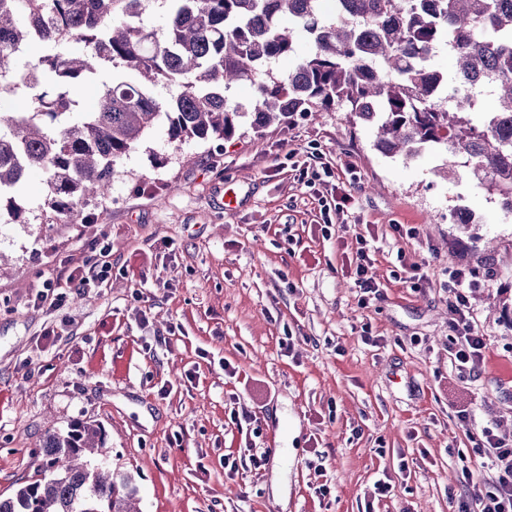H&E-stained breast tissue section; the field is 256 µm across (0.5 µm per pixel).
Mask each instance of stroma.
I'll use <instances>...</instances> for the list:
<instances>
[{
	"mask_svg": "<svg viewBox=\"0 0 512 512\" xmlns=\"http://www.w3.org/2000/svg\"><path fill=\"white\" fill-rule=\"evenodd\" d=\"M441 164L384 156L341 106L228 141L177 145L158 123L91 207L111 277L54 313L29 300L49 261L81 251L83 225L1 214L0 495L33 475L48 426L83 419L105 428L142 512H457L495 475L474 436L512 439V218L466 168L446 179ZM228 188L237 210L221 204ZM345 192L342 223L324 224ZM458 207L471 223H450ZM366 232L380 295L364 306L350 259ZM461 266L487 342L464 373L448 317ZM50 326L63 338L46 345ZM240 406L251 423L234 420ZM251 426L257 450L286 459L287 504L272 463L248 461ZM385 475L394 488L375 499Z\"/></svg>",
	"mask_w": 512,
	"mask_h": 512,
	"instance_id": "35a3bbf8",
	"label": "stroma"
}]
</instances>
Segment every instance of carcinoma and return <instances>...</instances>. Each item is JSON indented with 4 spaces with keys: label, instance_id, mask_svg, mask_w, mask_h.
Wrapping results in <instances>:
<instances>
[{
    "label": "carcinoma",
    "instance_id": "obj_1",
    "mask_svg": "<svg viewBox=\"0 0 512 512\" xmlns=\"http://www.w3.org/2000/svg\"><path fill=\"white\" fill-rule=\"evenodd\" d=\"M160 0L165 23H146L149 0H0V206L17 224L29 211L16 188L32 170L48 186L44 224H90L88 201L110 194L112 174L154 125L168 137L230 139L258 133L294 112L342 105L374 127V147L408 159L448 153L444 173L464 167L512 215V0ZM294 18L291 29L280 25ZM313 41L297 54L300 32ZM79 42L86 53L70 52ZM42 54L14 77L27 46ZM444 45L456 59L448 78L430 65ZM294 57L283 79L273 64ZM134 74L102 84L96 108L75 89L101 66ZM254 89L248 112L224 91ZM485 82L498 108L476 123L471 86ZM175 85L168 100L158 85ZM27 103L24 110L14 101ZM103 426L77 419L49 428L34 476L0 497V512H141L131 477L112 469Z\"/></svg>",
    "mask_w": 512,
    "mask_h": 512
}]
</instances>
